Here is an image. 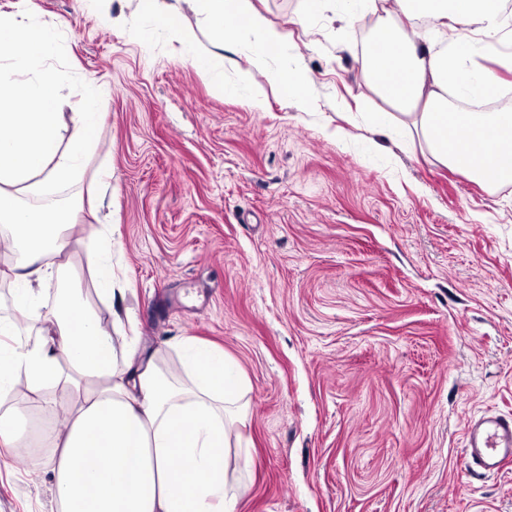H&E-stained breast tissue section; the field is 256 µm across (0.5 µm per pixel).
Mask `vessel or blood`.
<instances>
[{
  "label": "vessel or blood",
  "instance_id": "b4317fda",
  "mask_svg": "<svg viewBox=\"0 0 512 512\" xmlns=\"http://www.w3.org/2000/svg\"><path fill=\"white\" fill-rule=\"evenodd\" d=\"M466 457L471 465L492 472L512 464V417L494 414L471 423Z\"/></svg>",
  "mask_w": 512,
  "mask_h": 512
}]
</instances>
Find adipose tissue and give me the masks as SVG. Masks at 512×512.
<instances>
[{
  "label": "adipose tissue",
  "instance_id": "obj_1",
  "mask_svg": "<svg viewBox=\"0 0 512 512\" xmlns=\"http://www.w3.org/2000/svg\"><path fill=\"white\" fill-rule=\"evenodd\" d=\"M216 42L250 35L270 84L303 98L306 74L288 62L280 32L251 0H191ZM394 16L381 18L368 50V78L389 106L363 113L372 128L392 134L407 117L421 148L444 165L490 185L512 181V112H459L449 89L488 97L498 76L472 70L469 34L496 52L512 26L506 0H393ZM453 25L443 42L422 22ZM57 42L47 28L0 13V223L20 258L12 267L18 316L39 315L34 339L12 346L14 320L0 317V391L26 388L68 414L65 427L47 429L52 442L61 512H236L244 485L228 448L247 412V387L223 351L187 339L179 348L185 379L172 377L138 336L114 341L93 304L71 280L63 308L40 310V289L51 276L49 259L98 240L92 259L98 294L111 298L119 278L107 225L77 233L76 208L50 203L56 189L75 183L94 151L100 121L95 94L71 115L48 61ZM25 103L18 112L13 102Z\"/></svg>",
  "mask_w": 512,
  "mask_h": 512
}]
</instances>
